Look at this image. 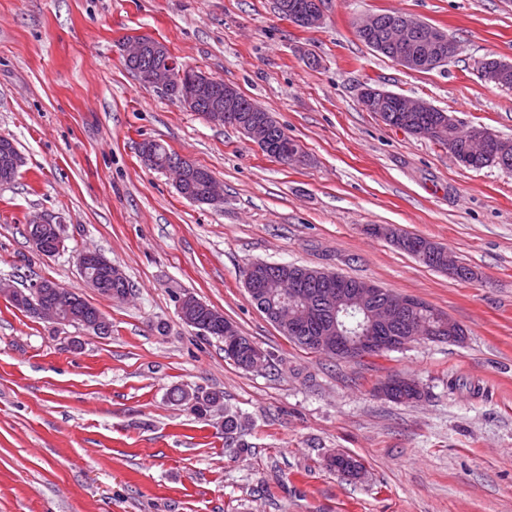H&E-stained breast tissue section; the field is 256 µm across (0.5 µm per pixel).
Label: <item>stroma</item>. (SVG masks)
<instances>
[{
  "label": "stroma",
  "mask_w": 512,
  "mask_h": 512,
  "mask_svg": "<svg viewBox=\"0 0 512 512\" xmlns=\"http://www.w3.org/2000/svg\"><path fill=\"white\" fill-rule=\"evenodd\" d=\"M322 10L306 30L276 0H0V136L25 160L0 186V279L52 280L112 326L90 335L0 297V512H512V172L465 167L360 102L374 84L512 138V88L477 73L486 58L512 63V0ZM385 12L443 28L455 58L411 72L373 51L354 24ZM130 34L235 85L304 163L283 165L143 86L123 63ZM151 141L209 170L223 203L181 197L171 173L143 164ZM34 213L64 225L59 253L32 250ZM374 224L434 240L475 279L426 267L368 234ZM87 249L124 271L127 301L86 288L76 256ZM256 260L418 298L466 338L349 360L312 353L251 301L244 271ZM185 293L273 353L271 365L238 369L223 341L182 324ZM394 374L421 400L377 393ZM176 388L222 392V407L197 419ZM228 411L246 421L248 450L225 446ZM334 453L360 460L362 478L331 469Z\"/></svg>",
  "instance_id": "obj_1"
}]
</instances>
